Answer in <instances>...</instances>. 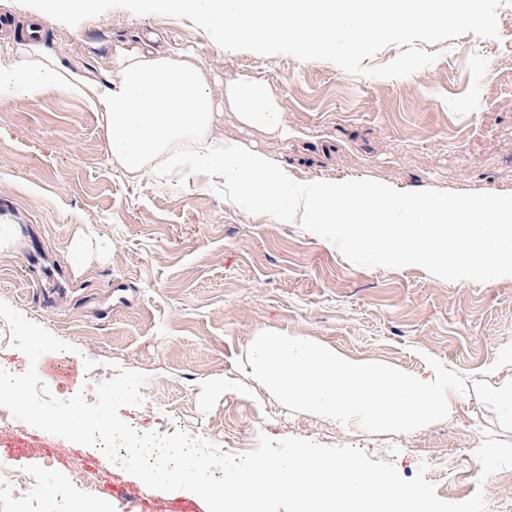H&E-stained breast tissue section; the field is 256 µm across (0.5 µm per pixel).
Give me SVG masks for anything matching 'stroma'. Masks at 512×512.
Listing matches in <instances>:
<instances>
[{
    "label": "stroma",
    "mask_w": 512,
    "mask_h": 512,
    "mask_svg": "<svg viewBox=\"0 0 512 512\" xmlns=\"http://www.w3.org/2000/svg\"><path fill=\"white\" fill-rule=\"evenodd\" d=\"M34 14L19 0H0V15L14 20L0 37V60L34 40L101 81L119 77L112 60L120 52L148 43L162 54L189 52L219 105L227 83L266 82L277 95L278 130L245 128L219 108L212 134L264 152L297 179L512 196V6L498 11V38L468 33L427 45L435 61L398 79L228 51L190 19L119 7L74 26L43 20L35 38ZM0 218L16 226L15 243L0 252V301L74 348L61 364L76 379L46 381L56 397L82 390L93 403L92 371H136L145 377L144 401L175 411L218 447L253 449L263 435L350 445L407 479L428 464L427 481L453 503L473 491L447 467H430L434 452L465 458L491 448L482 463L487 512H512V406L486 398L488 389L512 387V274L461 283L423 264L325 244L308 225L225 199L216 175H128L112 162L99 114L57 86L0 100ZM79 238L111 251L78 257ZM265 331L421 379L432 375V357L465 376L467 391L449 392L447 417L411 432L371 434L294 413L239 366ZM64 443L54 434L0 432L1 460L22 448L25 465L43 472L32 498L18 500L19 512H70L73 459L106 476L100 494L111 512L126 507L120 489L140 492L137 512H208L192 492L147 487L99 448L65 443L68 456L54 458Z\"/></svg>",
    "instance_id": "1"
}]
</instances>
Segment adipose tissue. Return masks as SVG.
Listing matches in <instances>:
<instances>
[{
	"label": "adipose tissue",
	"mask_w": 512,
	"mask_h": 512,
	"mask_svg": "<svg viewBox=\"0 0 512 512\" xmlns=\"http://www.w3.org/2000/svg\"><path fill=\"white\" fill-rule=\"evenodd\" d=\"M119 81H90L36 45H18L0 63V98L66 89L103 116L113 159L127 172L218 174L233 203L276 221L311 225L326 243L371 249L396 263L426 262L458 280L512 273V197L470 199L430 192L387 193L365 182L299 183L265 153L212 135L217 106L208 76L184 52L141 49L116 61ZM225 110L250 128L274 131L278 105L263 82L242 78L224 89Z\"/></svg>",
	"instance_id": "1"
}]
</instances>
